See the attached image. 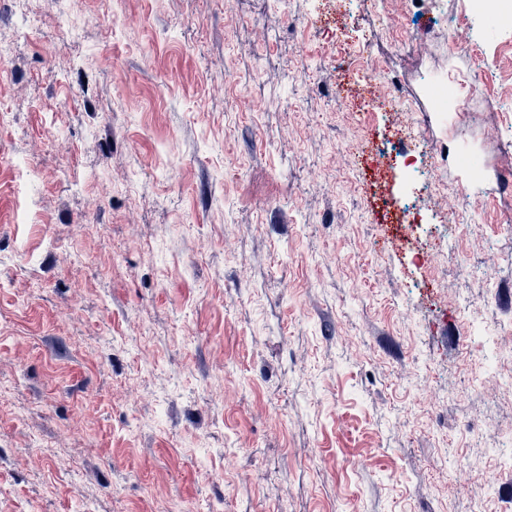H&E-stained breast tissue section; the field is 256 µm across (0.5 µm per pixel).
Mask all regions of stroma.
I'll return each mask as SVG.
<instances>
[{"label":"stroma","mask_w":512,"mask_h":512,"mask_svg":"<svg viewBox=\"0 0 512 512\" xmlns=\"http://www.w3.org/2000/svg\"><path fill=\"white\" fill-rule=\"evenodd\" d=\"M374 6L0 0V512H512V0Z\"/></svg>","instance_id":"obj_1"}]
</instances>
